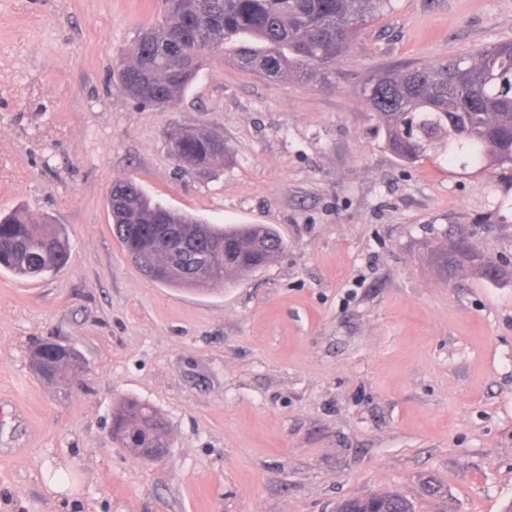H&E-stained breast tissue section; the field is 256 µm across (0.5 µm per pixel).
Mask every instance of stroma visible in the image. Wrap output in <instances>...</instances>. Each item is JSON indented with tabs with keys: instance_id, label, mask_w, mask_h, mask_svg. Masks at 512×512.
<instances>
[{
	"instance_id": "obj_1",
	"label": "stroma",
	"mask_w": 512,
	"mask_h": 512,
	"mask_svg": "<svg viewBox=\"0 0 512 512\" xmlns=\"http://www.w3.org/2000/svg\"><path fill=\"white\" fill-rule=\"evenodd\" d=\"M159 0H0V212L63 225L69 264L0 272V512H336L395 488L416 512L512 504V275L443 278L464 231L512 260L490 174L387 148L362 89L382 70L512 40V0H394L332 83L269 81L232 55L176 106L123 92L116 65ZM213 132L224 166L184 171L171 122ZM136 181L213 224H268L269 267L198 292L151 280L112 233L107 194ZM83 361L59 389L29 349ZM133 397L169 423L141 461L109 435Z\"/></svg>"
}]
</instances>
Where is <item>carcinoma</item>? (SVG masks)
Wrapping results in <instances>:
<instances>
[{
    "mask_svg": "<svg viewBox=\"0 0 512 512\" xmlns=\"http://www.w3.org/2000/svg\"><path fill=\"white\" fill-rule=\"evenodd\" d=\"M162 18L143 29L118 68L120 83L135 89L146 76L149 89L134 96L159 108L177 104L204 62L231 51L237 66L283 80L326 79L358 39L361 27L392 8L391 0H163ZM376 112L388 149L414 163L439 151L460 168L493 172L512 190V41L400 73L381 72L363 88ZM173 159L180 168L209 170L217 159V136L181 129ZM112 230L128 257L154 281L203 289L232 283L271 264L285 248L265 224H211L176 212L148 196L131 179L112 182L108 194ZM158 224L168 237L160 251L140 230ZM71 258L64 230L42 224L25 208L0 217V271L44 279ZM446 278L473 271L486 279L501 269L461 234L436 251ZM36 375L55 383L80 364L76 349L41 340L30 351ZM112 441L147 462L160 456L146 448L170 447L167 423L152 405L125 399L112 411ZM337 512H413L395 492L371 493L339 505Z\"/></svg>",
    "mask_w": 512,
    "mask_h": 512,
    "instance_id": "obj_1",
    "label": "carcinoma"
}]
</instances>
